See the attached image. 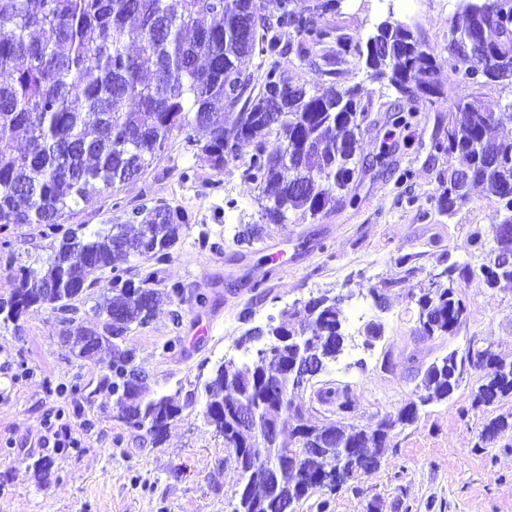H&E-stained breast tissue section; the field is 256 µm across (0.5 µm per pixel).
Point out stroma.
Listing matches in <instances>:
<instances>
[{
    "instance_id": "obj_1",
    "label": "stroma",
    "mask_w": 512,
    "mask_h": 512,
    "mask_svg": "<svg viewBox=\"0 0 512 512\" xmlns=\"http://www.w3.org/2000/svg\"><path fill=\"white\" fill-rule=\"evenodd\" d=\"M457 5L421 0L406 19L434 48L443 87L411 126L392 122L394 88L370 81L361 61L340 65L341 86L359 87L361 100L374 105L360 139L365 164L351 186L356 205L263 224L258 191L241 177L250 148L241 147L218 174L175 138L140 178L77 216L80 224H121L127 207L144 202L181 206L194 216L161 266L163 281L186 284L183 300H162L152 321L124 341L150 391L171 397L182 412L164 442L155 443L118 418L116 398L101 383L112 359L108 348L76 356L58 315L46 308L0 323V512H232L241 473L233 450L204 423L205 383L220 359L243 358L237 343L247 330L288 309L303 313L304 301L324 293L345 298L348 342L311 389L294 394L312 421L329 416L313 395L322 386L347 392L354 405L348 423L368 428L414 400L432 362L470 341L512 360V285L489 287L479 272L485 256L470 243L474 232L489 234L500 223L502 206L479 188L455 215L437 205L448 185V158L431 157L430 143L447 126L454 101L480 96L496 104L504 114L496 134L512 138V87L479 86L448 65ZM397 17L390 0H340L326 19L338 33L364 41L377 24ZM388 144L395 152L385 153ZM186 167L192 173L184 182ZM258 223L261 241L239 244L240 226ZM8 252L23 264L42 261L49 241L38 225L19 224L0 231V258ZM403 255L410 258L407 274L394 264ZM445 255L474 271L455 284L467 313L454 334L422 338L415 332L416 299ZM260 278L259 294L252 283ZM382 287L388 302L380 308L372 291ZM200 294L206 304L197 303ZM370 321L381 324L382 336L367 346L361 331ZM480 382V372L466 370L452 397L421 406L413 423L392 431L378 469L332 493L329 512H512V433L484 446L478 439L491 419L512 413V396L474 404ZM60 409L66 421L83 425L80 447H43L44 420ZM44 460L51 469L42 479L37 466Z\"/></svg>"
}]
</instances>
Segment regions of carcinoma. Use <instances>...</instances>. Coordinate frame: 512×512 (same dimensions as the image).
Masks as SVG:
<instances>
[{
    "label": "carcinoma",
    "instance_id": "obj_1",
    "mask_svg": "<svg viewBox=\"0 0 512 512\" xmlns=\"http://www.w3.org/2000/svg\"><path fill=\"white\" fill-rule=\"evenodd\" d=\"M507 0H460L452 24L448 56L464 70L484 67L492 83L512 86V5ZM336 0H0V230L12 224H38L51 239L52 253L39 267H13L6 259L10 290L0 296V316L16 321L33 306L62 314L65 335L76 345L92 332L112 346L109 383L121 412L118 419L145 428L160 442L169 420L181 407L168 396L147 397L145 376L123 348L132 326L148 324L155 313L160 269L133 264L148 254L161 264L170 257L181 228L192 216L180 206L141 203L126 212L123 224L69 223L92 206L95 197L145 173L165 153L172 137L187 149L205 148L210 166L221 172L240 145L252 148L241 176L255 185L261 218L286 224L294 212L316 217L357 199L349 185L358 172L362 125L371 117L353 88L342 87L335 65L358 56L373 81L392 86L400 97L395 122L409 126L433 97L441 94L437 56L411 26L401 21L377 25L368 40L383 51L337 34L324 16ZM293 33L297 41L283 40ZM335 44L323 55L322 83L312 89L281 78L279 59L295 53L313 62L317 48ZM260 59V77L246 72L242 60ZM234 77L227 90L228 77ZM288 120L281 121L276 113ZM500 121L493 107L476 98L454 103L448 129L431 148L454 159L450 186L437 203L452 216L481 186L503 206L502 223L512 225V139L490 131ZM27 137L23 150L15 136ZM461 164L469 176L456 177ZM471 244L485 252L480 273L496 286L512 282V234L479 233ZM441 271L417 299L418 320L431 336L451 335L467 311L454 283L473 274L466 263L439 259ZM109 271L94 311V327L76 324L73 301L97 286L90 275ZM306 324L282 319L248 330L237 343L247 358L216 366L206 383L204 421L224 447L233 448L242 476L233 512H288L297 500L322 491L320 475L338 462L342 450L367 444L383 455L390 433L416 418L409 402L374 428L336 421L315 425L293 402L294 389H271L276 372L296 358L320 369L344 351L347 335L337 297L326 294L305 306ZM288 335L306 338L274 349L271 360L257 358L250 344ZM482 373L474 401L490 406L512 395V361L489 347L469 343L430 364L422 377L419 403L448 399L464 369ZM317 402L350 414L347 395L328 388ZM255 411L264 430L239 427V409ZM512 430L507 416L490 420L479 439ZM288 456L280 478L269 463ZM340 483L375 470L380 461L346 455Z\"/></svg>",
    "mask_w": 512,
    "mask_h": 512
}]
</instances>
